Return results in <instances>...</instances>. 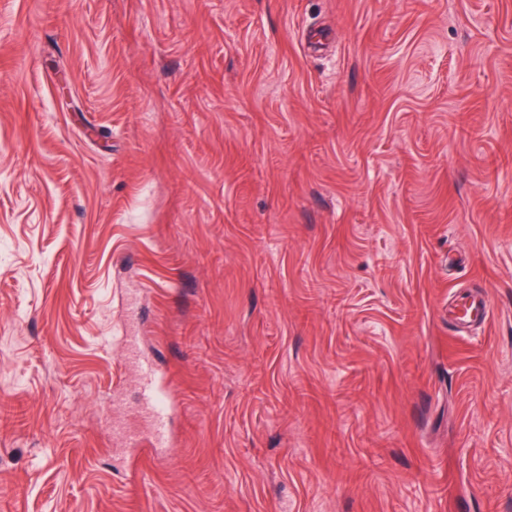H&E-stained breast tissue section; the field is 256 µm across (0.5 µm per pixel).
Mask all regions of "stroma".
<instances>
[{
	"label": "stroma",
	"instance_id": "1",
	"mask_svg": "<svg viewBox=\"0 0 512 512\" xmlns=\"http://www.w3.org/2000/svg\"><path fill=\"white\" fill-rule=\"evenodd\" d=\"M0 512H512V0H0ZM464 308V316L460 315V309L456 312H450L454 316L451 320L455 328L460 331H464L473 324L483 323L488 315L487 301L481 294L471 295ZM125 355L137 364L141 380L143 406L149 409L151 436L155 445L165 444L169 435V400L157 384V372L153 363L144 358L140 352V337L134 333L125 336Z\"/></svg>",
	"mask_w": 512,
	"mask_h": 512
}]
</instances>
